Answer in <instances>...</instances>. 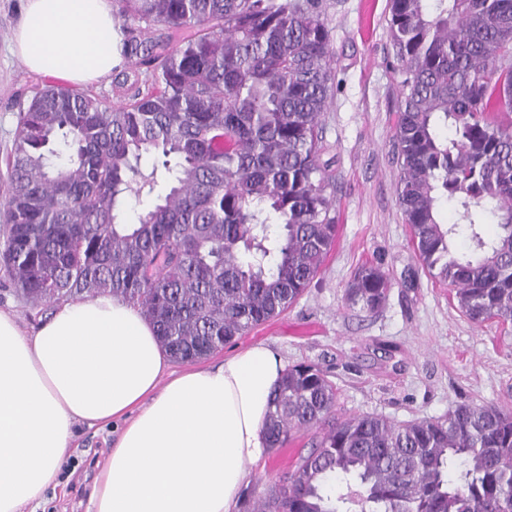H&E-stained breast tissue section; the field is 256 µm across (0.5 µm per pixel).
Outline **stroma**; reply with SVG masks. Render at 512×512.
Returning a JSON list of instances; mask_svg holds the SVG:
<instances>
[{"label": "stroma", "instance_id": "35a3bbf8", "mask_svg": "<svg viewBox=\"0 0 512 512\" xmlns=\"http://www.w3.org/2000/svg\"><path fill=\"white\" fill-rule=\"evenodd\" d=\"M331 30L337 89L323 115L335 181L330 189L337 238L318 275L285 312L207 356L216 363L263 342L286 365L314 364L339 388L342 414L374 413L396 423L446 415L461 403L512 407V325H478L459 310L455 292L419 266L398 204L401 174L395 119L399 76L390 55L388 0H320ZM24 0H0V197L19 114L48 82L12 51ZM365 263L391 278L386 304L369 313L349 307L345 289ZM310 433L247 465L253 498L291 470ZM107 433L83 429L46 512H87Z\"/></svg>", "mask_w": 512, "mask_h": 512}]
</instances>
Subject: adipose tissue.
<instances>
[{
	"label": "adipose tissue",
	"mask_w": 512,
	"mask_h": 512,
	"mask_svg": "<svg viewBox=\"0 0 512 512\" xmlns=\"http://www.w3.org/2000/svg\"><path fill=\"white\" fill-rule=\"evenodd\" d=\"M121 40L113 0H26L13 50L79 84L123 66ZM285 370L258 343L173 371L140 309L109 293L58 304L33 330L0 309V512L40 507L80 427L115 433L88 512H235Z\"/></svg>",
	"instance_id": "obj_1"
}]
</instances>
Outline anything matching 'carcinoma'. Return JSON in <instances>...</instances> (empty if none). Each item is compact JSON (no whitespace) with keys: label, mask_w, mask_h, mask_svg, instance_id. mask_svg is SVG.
Here are the masks:
<instances>
[{"label":"carcinoma","mask_w":512,"mask_h":512,"mask_svg":"<svg viewBox=\"0 0 512 512\" xmlns=\"http://www.w3.org/2000/svg\"><path fill=\"white\" fill-rule=\"evenodd\" d=\"M122 55L154 67L119 104L47 85L20 113L0 266L33 307L101 293L137 306L178 361L290 308L336 241L321 162L336 74L319 0H119ZM400 103L397 195L423 270L473 323H512V0H389ZM162 157L169 180L138 162ZM153 203L133 224L123 200ZM448 203L457 222L441 220ZM492 217L495 232L484 231ZM363 265L349 306L385 305ZM317 366L270 398V449L315 431L247 512H512V409L394 423L336 416ZM154 196L147 194L146 191L140 195H129L121 210V219L123 222L134 223L139 213L152 204Z\"/></svg>","instance_id":"1"}]
</instances>
